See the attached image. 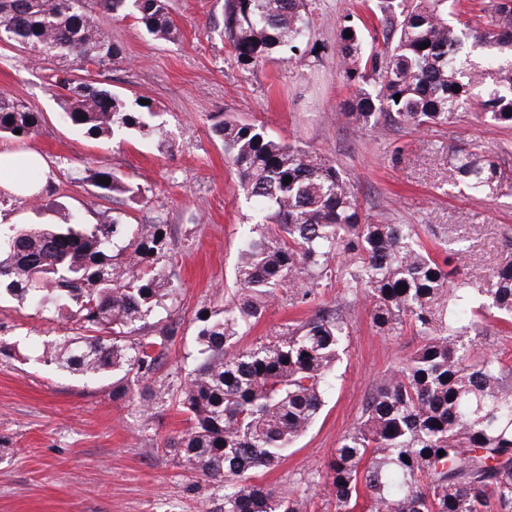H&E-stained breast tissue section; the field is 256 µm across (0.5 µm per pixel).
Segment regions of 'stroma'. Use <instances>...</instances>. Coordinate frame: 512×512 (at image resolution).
<instances>
[{"label":"stroma","instance_id":"1","mask_svg":"<svg viewBox=\"0 0 512 512\" xmlns=\"http://www.w3.org/2000/svg\"><path fill=\"white\" fill-rule=\"evenodd\" d=\"M167 4L173 27L167 39L149 34L134 17L97 10L101 29L122 54L86 75L129 105L149 100L162 125L149 138L93 139L73 131L59 118L63 101L55 85L69 62L34 58L0 42V93L44 115L36 135L0 136V150L34 148L48 163L39 197L0 193V225L54 211L93 224L117 216L126 224L168 225L179 294L155 317L178 318L182 329L156 381L171 394H179L196 362L197 314L222 307L235 289L239 242L252 222L214 130L224 118L264 125L336 163L365 214L417 225L423 241L440 249L465 238L466 251L452 261L463 279L482 280L512 260V196L460 193L448 164L449 146L466 142L512 169V128L462 112L455 124L428 130L385 119L377 134L340 116L352 83L338 61V30L347 19L372 26L362 0H313L305 59L274 55L254 70L234 61L224 36L225 0ZM100 169L139 183L142 198L97 197L92 175ZM320 291L321 306L347 308L352 323L340 378L278 467L257 475L273 488L295 491L302 512H333L318 487L325 463L360 417L376 379L417 344L408 333L377 334L364 306L349 304L341 280L324 281ZM307 313L277 297L243 341L274 335ZM79 328L76 319L0 296V512H219L223 483L189 473L161 451L185 427L175 407L142 414L139 388L113 399L118 376L88 381L44 363L43 342Z\"/></svg>","mask_w":512,"mask_h":512}]
</instances>
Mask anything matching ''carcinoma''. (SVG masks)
I'll return each mask as SVG.
<instances>
[{"mask_svg": "<svg viewBox=\"0 0 512 512\" xmlns=\"http://www.w3.org/2000/svg\"><path fill=\"white\" fill-rule=\"evenodd\" d=\"M105 6L132 11L158 38L171 34L166 0ZM376 8L390 43L385 51L367 49L359 28L339 27L338 58L356 82L343 105L349 122L373 131L391 117L420 130L451 125L473 109L512 127V0H489L472 22L460 19V0H376ZM310 15L309 0H226L224 35L236 64L250 70L274 52L304 56ZM0 30L34 55L68 58L78 70L121 54L89 0H0ZM69 85L58 82L66 91L62 118L85 135L158 132L147 121L149 105L134 111L105 90L74 97ZM41 122V113L0 95V135L29 136ZM216 132L261 222L240 246L237 302L197 316L200 361L172 401L187 428L162 452L224 483L220 512H300L293 492L251 476L277 467L325 405L350 332L342 310L318 305L320 285L336 276L366 305L377 333L409 332L418 343L377 380L358 422L331 452L324 491L334 512H512V365L478 340L485 318L512 321V261L467 282L451 267L463 245L441 253L413 224L365 217L343 172L319 154L230 117ZM448 163L471 193L512 194V171L478 145L448 149ZM94 180L103 197L142 194L111 171H96ZM173 276L166 224H144L130 238L117 219L78 224L67 215L0 236L7 292L52 304L61 317L79 315L83 333L47 344L44 362L86 379L122 374L126 384L112 391L118 400L130 383L153 377L179 335L171 317L146 322L175 300ZM280 293L313 314L240 346ZM169 396L162 387L144 391L142 412Z\"/></svg>", "mask_w": 512, "mask_h": 512, "instance_id": "cac0c4a2", "label": "carcinoma"}]
</instances>
